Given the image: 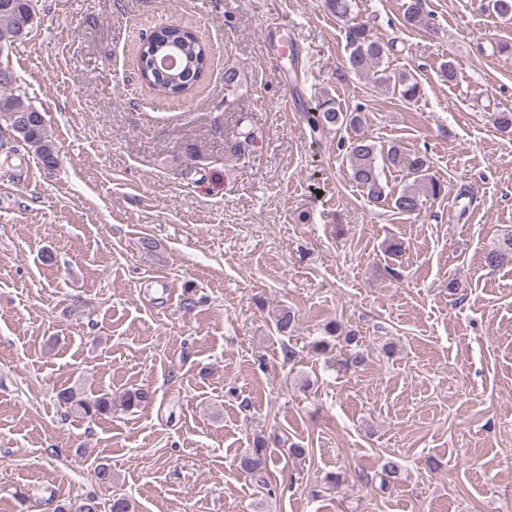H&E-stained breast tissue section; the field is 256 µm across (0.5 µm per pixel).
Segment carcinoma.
I'll return each mask as SVG.
<instances>
[{"instance_id":"carcinoma-1","label":"carcinoma","mask_w":512,"mask_h":512,"mask_svg":"<svg viewBox=\"0 0 512 512\" xmlns=\"http://www.w3.org/2000/svg\"><path fill=\"white\" fill-rule=\"evenodd\" d=\"M6 1L9 8L0 6V50L23 41L34 29L38 15L35 0ZM327 8L345 25V37L349 48L347 65L336 73V80L343 82L349 75L366 76L385 87L400 99L411 102L421 96V84L411 74L387 73L383 67L386 47L374 39L367 21L354 13L353 0H326ZM482 7L502 17H512V0H483ZM405 21L411 25L426 23L423 0H408L404 11ZM177 51L184 64L185 72L179 77L160 75L152 67V52ZM210 62V50L200 41L190 28L167 23L157 28L153 44L138 50L136 68L141 80L155 95L164 98H180L188 94L204 77ZM17 84L16 74L7 67L0 66V121L5 122L22 141L32 148L47 169L59 166V156L55 144L48 139L42 113L25 99L13 93ZM303 117L314 133H323L342 127H357L361 122L359 111L348 112L327 96L315 105L303 108ZM351 177L367 193L372 202L391 200V207L398 214L412 215L420 211L423 201L418 188L403 187L391 196L385 193L381 182L380 166L403 169L423 181L427 195L436 199L445 194L444 184L427 175L429 163L426 156L392 145L385 151H378L375 144L356 138L346 147ZM490 267L512 263V232L498 240L485 256ZM294 313L283 308L275 317V328L279 335L290 336L295 331ZM155 392L149 388H135L126 391L119 401H112L107 393L88 396L72 387L61 388L56 400L66 410L84 418H97L112 413L119 406L124 411H132L150 404ZM269 461L266 449L254 448L239 459V469L252 477H261L266 472ZM56 512H100L99 503L93 496L75 498L56 507Z\"/></svg>"}]
</instances>
